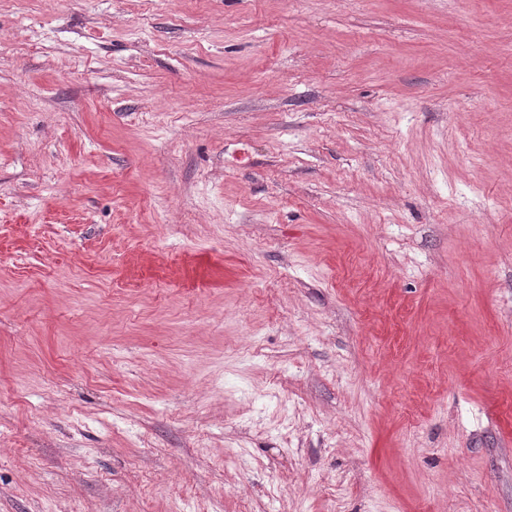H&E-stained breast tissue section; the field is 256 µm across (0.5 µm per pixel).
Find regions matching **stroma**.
Segmentation results:
<instances>
[{"instance_id": "1", "label": "stroma", "mask_w": 512, "mask_h": 512, "mask_svg": "<svg viewBox=\"0 0 512 512\" xmlns=\"http://www.w3.org/2000/svg\"><path fill=\"white\" fill-rule=\"evenodd\" d=\"M0 512H512V0H0Z\"/></svg>"}]
</instances>
